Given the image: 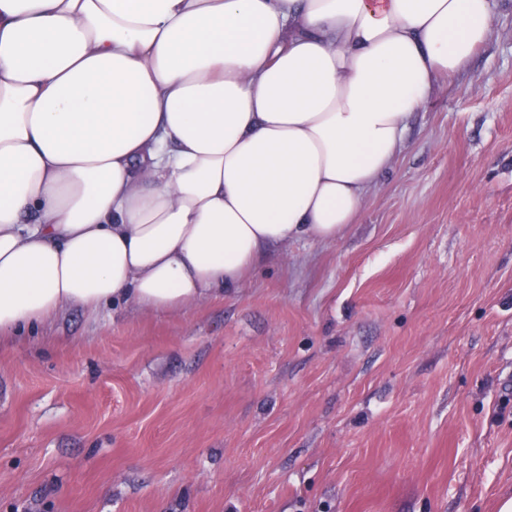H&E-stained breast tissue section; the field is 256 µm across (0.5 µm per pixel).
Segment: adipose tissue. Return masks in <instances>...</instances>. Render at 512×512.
Masks as SVG:
<instances>
[{
    "label": "adipose tissue",
    "instance_id": "adipose-tissue-1",
    "mask_svg": "<svg viewBox=\"0 0 512 512\" xmlns=\"http://www.w3.org/2000/svg\"><path fill=\"white\" fill-rule=\"evenodd\" d=\"M500 0H0V334L331 241Z\"/></svg>",
    "mask_w": 512,
    "mask_h": 512
}]
</instances>
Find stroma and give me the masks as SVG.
Returning a JSON list of instances; mask_svg holds the SVG:
<instances>
[{"label": "stroma", "mask_w": 512, "mask_h": 512, "mask_svg": "<svg viewBox=\"0 0 512 512\" xmlns=\"http://www.w3.org/2000/svg\"><path fill=\"white\" fill-rule=\"evenodd\" d=\"M512 498V0L340 238L188 309L0 343V512H499Z\"/></svg>", "instance_id": "stroma-1"}]
</instances>
